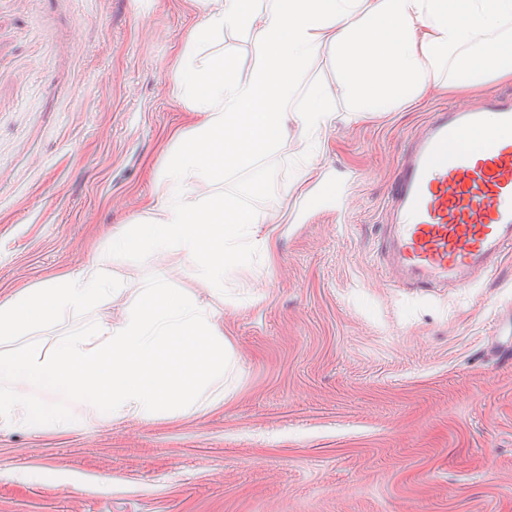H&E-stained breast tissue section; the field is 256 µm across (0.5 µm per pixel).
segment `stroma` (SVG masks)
Listing matches in <instances>:
<instances>
[{
	"instance_id": "stroma-1",
	"label": "stroma",
	"mask_w": 512,
	"mask_h": 512,
	"mask_svg": "<svg viewBox=\"0 0 512 512\" xmlns=\"http://www.w3.org/2000/svg\"><path fill=\"white\" fill-rule=\"evenodd\" d=\"M190 0H0V299L76 268L90 226L123 229L179 124L167 66ZM435 94L328 134L322 183L237 178L273 201L277 260L224 303L237 358L222 408L65 434L0 429V512H512V255L468 290L391 285L378 255L408 137ZM117 282L175 261L105 260Z\"/></svg>"
}]
</instances>
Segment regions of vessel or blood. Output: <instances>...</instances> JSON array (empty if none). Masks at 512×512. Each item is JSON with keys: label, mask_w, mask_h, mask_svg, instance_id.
<instances>
[{"label": "vessel or blood", "mask_w": 512, "mask_h": 512, "mask_svg": "<svg viewBox=\"0 0 512 512\" xmlns=\"http://www.w3.org/2000/svg\"><path fill=\"white\" fill-rule=\"evenodd\" d=\"M512 253V96L433 112L407 145L381 255L396 287L475 285Z\"/></svg>", "instance_id": "1"}]
</instances>
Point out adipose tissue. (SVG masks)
Wrapping results in <instances>:
<instances>
[{
    "label": "adipose tissue",
    "mask_w": 512,
    "mask_h": 512,
    "mask_svg": "<svg viewBox=\"0 0 512 512\" xmlns=\"http://www.w3.org/2000/svg\"><path fill=\"white\" fill-rule=\"evenodd\" d=\"M199 18L175 59L185 123L166 148L157 195L115 257H178L201 288L243 298L267 271L265 207L226 191L268 162L296 129L292 181L320 177L338 107L354 119L438 93L512 83V0H198ZM228 31L254 34L264 54L249 77L227 62ZM331 50L336 84L309 79ZM262 262L253 265L252 252ZM125 296L119 320L105 312ZM237 375L216 311L159 277L118 285L92 258L78 271L0 300V428L67 432L75 422L168 420L218 408Z\"/></svg>",
    "instance_id": "obj_1"
}]
</instances>
